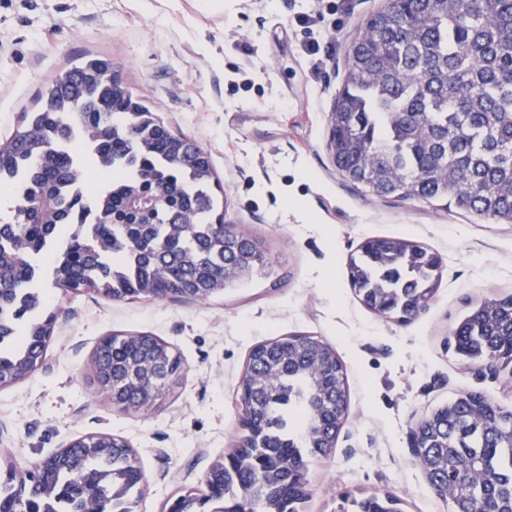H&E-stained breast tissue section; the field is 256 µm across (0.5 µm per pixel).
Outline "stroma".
Segmentation results:
<instances>
[{
  "instance_id": "obj_1",
  "label": "stroma",
  "mask_w": 512,
  "mask_h": 512,
  "mask_svg": "<svg viewBox=\"0 0 512 512\" xmlns=\"http://www.w3.org/2000/svg\"><path fill=\"white\" fill-rule=\"evenodd\" d=\"M0 0V138L37 109L44 85L87 56L111 58L133 94L210 155L225 223L260 240L265 272L205 301H111L56 292L44 364L0 389V469H32L78 437L122 436L142 473L137 512L201 491L238 432L236 392L250 347L292 333L336 347L350 410L329 457L310 467L304 512L388 492L403 512H449L415 464L410 431L437 405L478 391L512 408V375L451 345L461 318L512 293V224L452 207L360 194L336 171L327 115L349 47L384 0ZM405 236L444 258L429 307L402 325L363 307L345 276L366 239ZM148 332L182 355L171 393L114 407L92 382L101 336Z\"/></svg>"
}]
</instances>
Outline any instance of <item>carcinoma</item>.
Returning a JSON list of instances; mask_svg holds the SVG:
<instances>
[{"label": "carcinoma", "mask_w": 512, "mask_h": 512, "mask_svg": "<svg viewBox=\"0 0 512 512\" xmlns=\"http://www.w3.org/2000/svg\"><path fill=\"white\" fill-rule=\"evenodd\" d=\"M338 173L362 195L456 205L512 224V0H385L353 42L328 115ZM101 185L88 190L85 170ZM0 189L16 196L0 224V388L42 366L56 322L53 290L112 301L206 300L264 266L252 237L224 224V186L207 151L133 99L112 60L57 74L42 104L0 139ZM88 220L76 233L72 217ZM442 257L399 237L364 241L346 273L359 302L413 320L440 285ZM453 338L468 361L512 365V295L482 302ZM93 378L124 410L163 398L184 371L146 332L99 339ZM240 440L168 512H302L309 465L334 448L349 407L346 365L304 333L256 343L237 390ZM415 461L450 512H512V410L470 391L414 430ZM32 478H0V512H134L142 476L120 436L92 433ZM336 512H402L386 493Z\"/></svg>", "instance_id": "cac0c4a2"}]
</instances>
